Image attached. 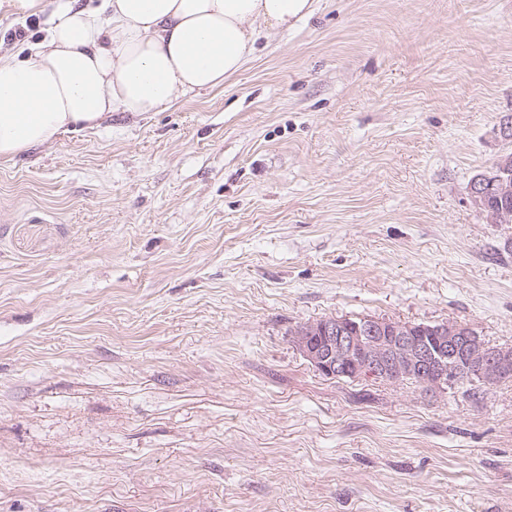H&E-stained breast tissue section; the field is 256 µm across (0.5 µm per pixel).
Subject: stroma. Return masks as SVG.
Listing matches in <instances>:
<instances>
[{
    "label": "stroma",
    "mask_w": 512,
    "mask_h": 512,
    "mask_svg": "<svg viewBox=\"0 0 512 512\" xmlns=\"http://www.w3.org/2000/svg\"><path fill=\"white\" fill-rule=\"evenodd\" d=\"M512 0H317L222 87L0 158V512H512V381L318 373L322 317L512 347ZM496 177L484 180L477 176L470 184V199L480 210L489 224H511L512 209L491 210L487 207L486 199L489 193L505 200L512 198V154L501 155L495 165ZM494 195L488 197L490 208L499 207L501 201Z\"/></svg>",
    "instance_id": "35a3bbf8"
}]
</instances>
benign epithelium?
I'll use <instances>...</instances> for the list:
<instances>
[{"instance_id":"7a95c632","label":"benign epithelium","mask_w":512,"mask_h":512,"mask_svg":"<svg viewBox=\"0 0 512 512\" xmlns=\"http://www.w3.org/2000/svg\"><path fill=\"white\" fill-rule=\"evenodd\" d=\"M496 177L477 176L470 199L489 224H509L512 209L491 210L488 194L512 198V154L500 156ZM293 343L321 374L336 379L373 378L401 384L416 381L429 394L457 388L461 374L474 372L484 386L512 380V347H491L472 329L453 321L415 325L363 317H325L293 332Z\"/></svg>"}]
</instances>
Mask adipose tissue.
I'll return each instance as SVG.
<instances>
[{"label": "adipose tissue", "mask_w": 512, "mask_h": 512, "mask_svg": "<svg viewBox=\"0 0 512 512\" xmlns=\"http://www.w3.org/2000/svg\"><path fill=\"white\" fill-rule=\"evenodd\" d=\"M314 2L0 0V14L44 24L26 57L0 52V157L218 87L252 57L261 30L294 28Z\"/></svg>", "instance_id": "adipose-tissue-1"}]
</instances>
